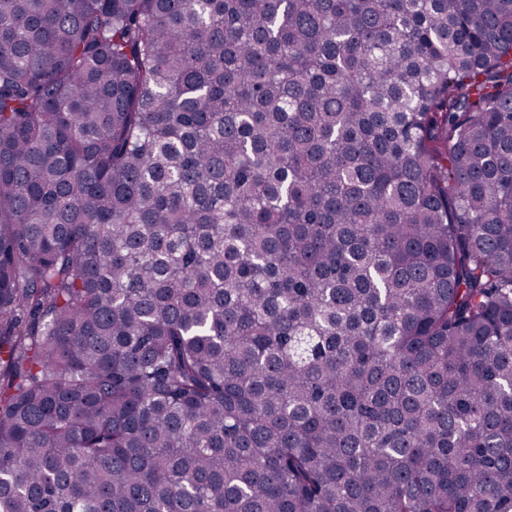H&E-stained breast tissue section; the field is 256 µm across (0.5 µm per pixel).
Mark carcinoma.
<instances>
[{"label":"carcinoma","instance_id":"carcinoma-1","mask_svg":"<svg viewBox=\"0 0 512 512\" xmlns=\"http://www.w3.org/2000/svg\"><path fill=\"white\" fill-rule=\"evenodd\" d=\"M0 512H512V0H0Z\"/></svg>","mask_w":512,"mask_h":512}]
</instances>
